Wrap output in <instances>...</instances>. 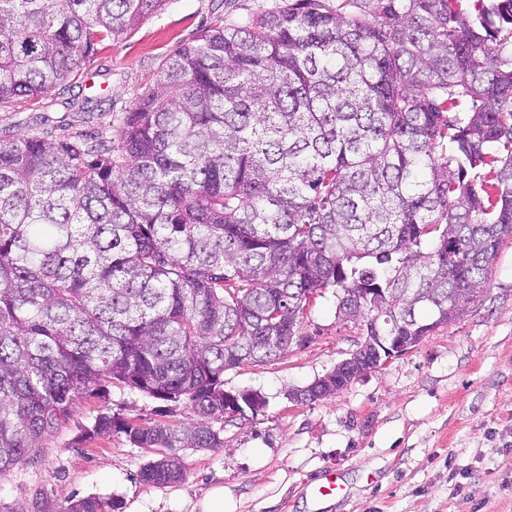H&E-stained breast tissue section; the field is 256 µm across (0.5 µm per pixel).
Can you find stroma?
<instances>
[{
  "label": "stroma",
  "instance_id": "1",
  "mask_svg": "<svg viewBox=\"0 0 512 512\" xmlns=\"http://www.w3.org/2000/svg\"><path fill=\"white\" fill-rule=\"evenodd\" d=\"M280 2L165 0L82 62L61 102L0 103V141L66 123L96 133L128 111L161 61L216 16L238 20ZM88 96L98 99L96 111L62 105ZM299 333L304 343L292 344L286 357L225 371L226 391L251 390L266 404L227 419L223 447L182 450L181 482L143 483L140 472L153 455L124 434L74 446L102 412L142 425L194 417L186 401L155 399L116 383L107 399L80 402L28 461L0 475V501L18 504L41 488L60 501L111 499L117 512H203L218 494L224 512H512L511 238L492 260L484 292L460 319L336 397L301 403L288 394L349 358L362 340L359 325L337 316L328 295L315 300ZM331 469L344 494L314 499L312 485Z\"/></svg>",
  "mask_w": 512,
  "mask_h": 512
}]
</instances>
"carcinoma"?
Instances as JSON below:
<instances>
[{"instance_id":"obj_1","label":"carcinoma","mask_w":512,"mask_h":512,"mask_svg":"<svg viewBox=\"0 0 512 512\" xmlns=\"http://www.w3.org/2000/svg\"><path fill=\"white\" fill-rule=\"evenodd\" d=\"M163 2L0 0V102L52 96ZM459 2L217 16L112 136L0 141V475L118 381L197 420L84 435L163 448L141 480L181 481L180 450L224 447L226 358L287 355L310 293L412 344L465 313L512 236V0Z\"/></svg>"}]
</instances>
